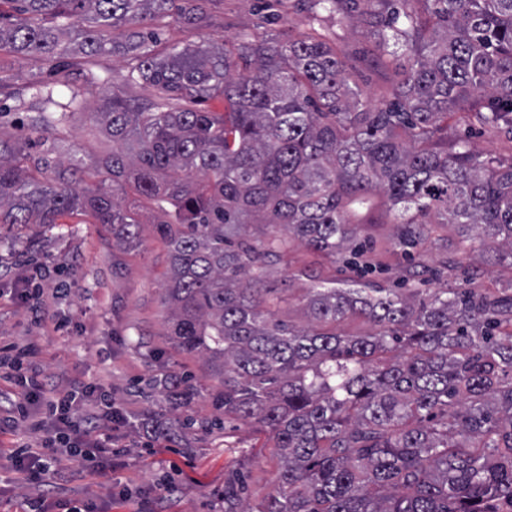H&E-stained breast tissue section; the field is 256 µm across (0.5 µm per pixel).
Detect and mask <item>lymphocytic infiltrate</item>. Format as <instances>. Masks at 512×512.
<instances>
[{
  "instance_id": "1",
  "label": "lymphocytic infiltrate",
  "mask_w": 512,
  "mask_h": 512,
  "mask_svg": "<svg viewBox=\"0 0 512 512\" xmlns=\"http://www.w3.org/2000/svg\"><path fill=\"white\" fill-rule=\"evenodd\" d=\"M4 352L9 376L21 386L22 394L12 414L0 417V433L19 419L43 440L35 451L25 443L12 449L0 465V474H18L39 488L47 484L61 459L70 458L86 473L110 478L114 430L127 421L123 410L113 406L110 393L76 380L60 397L46 396L44 384L32 368L34 347L9 345Z\"/></svg>"
}]
</instances>
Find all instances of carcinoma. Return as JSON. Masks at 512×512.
Instances as JSON below:
<instances>
[{
	"mask_svg": "<svg viewBox=\"0 0 512 512\" xmlns=\"http://www.w3.org/2000/svg\"><path fill=\"white\" fill-rule=\"evenodd\" d=\"M0 0V52L52 64L24 98L30 132L63 126L90 97L112 152L85 164L31 157L0 140V224L79 212L138 239L136 208L158 210L171 276L163 302L175 348L213 364L224 414L279 451L278 484L256 504L224 486L226 512H512V292L317 284L302 326L277 318L253 275L288 242L336 256L353 229L345 202L369 192L398 211L396 240L455 224L467 248L512 259V162L461 141L436 146L450 112L512 134V0L391 6L382 36L409 69L382 108L349 85L321 36L242 37L222 48L156 46L169 17L210 26V0ZM126 56L103 78L90 58ZM146 86V97L128 90ZM224 99V111L199 104ZM363 317L364 336L336 332ZM151 386L183 404L177 373Z\"/></svg>",
	"mask_w": 512,
	"mask_h": 512,
	"instance_id": "obj_1",
	"label": "carcinoma"
}]
</instances>
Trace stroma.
Wrapping results in <instances>:
<instances>
[{
	"label": "stroma",
	"mask_w": 512,
	"mask_h": 512,
	"mask_svg": "<svg viewBox=\"0 0 512 512\" xmlns=\"http://www.w3.org/2000/svg\"><path fill=\"white\" fill-rule=\"evenodd\" d=\"M211 26L195 29L171 19L156 24L161 44L216 45L249 35L261 39L298 38L310 32L335 44L351 87L362 89L372 103L391 99L402 71L378 47L376 32L350 23L311 0H211ZM100 106L88 99L71 114L65 127L46 133L45 147L54 160L91 163L112 143L92 121ZM448 138L468 140L482 156L512 161V137L475 124L462 112L448 115ZM348 215L354 241L361 247L349 264L294 243L284 259L266 267L264 287L284 288L288 300L280 319L303 323L304 295L311 277L343 282L367 275L392 288L409 287L412 271L422 274L423 288H478L495 292L512 288V260L490 263L469 257L460 233L451 224H434L428 241L410 251L395 243L394 217L380 193L352 204ZM152 210H141L139 242L116 246L111 228L67 214L56 223L0 229V347L34 345L33 367L46 383L47 395L63 391L74 380L105 387L115 405L137 421L122 432L112 470L113 489H128L110 512H224V485L242 482L250 500H258L278 481L279 458L264 432L225 418L219 397L224 391L200 356L176 350L166 334L168 311L162 303L169 275L168 247L154 223ZM37 283L64 332L32 324L13 291ZM186 377L194 395L175 405L149 388L166 371ZM187 418L190 428L175 442H151L141 421ZM80 466L62 460L50 484L38 490L22 479L0 486V512H29V503L46 495L60 501L100 499V479L82 476Z\"/></svg>",
	"instance_id": "35a3bbf8"
}]
</instances>
